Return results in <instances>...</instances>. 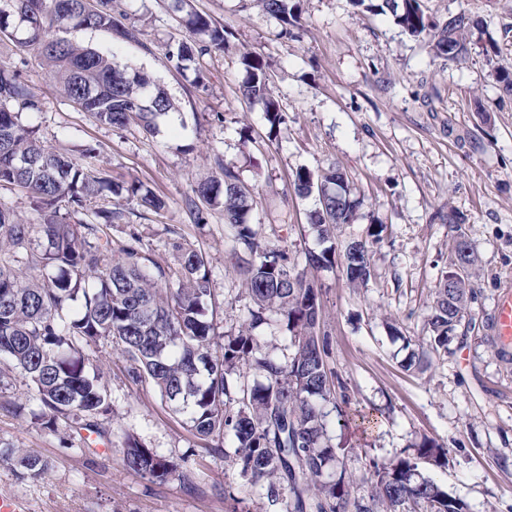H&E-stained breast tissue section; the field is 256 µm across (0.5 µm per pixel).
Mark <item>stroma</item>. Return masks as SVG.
<instances>
[{"label": "stroma", "instance_id": "stroma-1", "mask_svg": "<svg viewBox=\"0 0 512 512\" xmlns=\"http://www.w3.org/2000/svg\"><path fill=\"white\" fill-rule=\"evenodd\" d=\"M297 2L300 23L287 38L259 0H190L194 11L268 63L285 114L274 131L261 106L242 96L234 53L205 57L200 86L194 71L169 62L170 44L189 36L171 0H121L126 25L140 32L132 42L100 29L50 32L148 73L176 104L158 118L155 133L99 123L15 40L0 39V65L40 100V111L20 110L18 121L45 146L106 171L113 182L139 181L165 202L155 212L107 192L67 222L93 224L97 209H122L127 217L112 226L113 243L137 239L151 269L168 274L179 270L181 248L201 252L217 337L248 330L260 353L288 351L279 313L250 324L252 302L223 209L207 208L198 222L186 208L194 187L216 176L215 157L253 189L249 220L271 246L300 256L328 244L340 252L364 238L368 225H384L382 241L370 248L365 286L349 285L337 265L307 272L322 287L330 370L346 385L353 409L378 411L376 424L342 428L332 420L329 433L348 448L353 470L364 455L389 461L435 441L447 448L448 464L420 462L424 476L471 512H512V360L496 355L482 328L502 283L512 280V99L500 100L493 79L496 68L512 69V0H424L438 22L462 11L478 19L470 55L460 63L434 57L426 38L402 32L389 15L357 11L350 0ZM493 43L499 52L490 57L485 49ZM479 102L488 116L476 112ZM332 165L347 174L359 204L356 220L326 243L310 226L314 200L299 198L293 179L297 171ZM452 213L477 257V298L469 310L477 328L421 370L409 358L430 334L426 307L448 269ZM89 354L112 395L108 439L66 420L47 428L0 408V443L49 463L35 480L0 466V494L23 500L27 512H226L230 487L247 512H287L190 434L153 387L126 377L119 347L104 342ZM130 436L172 462L165 480L126 468Z\"/></svg>", "mask_w": 512, "mask_h": 512}]
</instances>
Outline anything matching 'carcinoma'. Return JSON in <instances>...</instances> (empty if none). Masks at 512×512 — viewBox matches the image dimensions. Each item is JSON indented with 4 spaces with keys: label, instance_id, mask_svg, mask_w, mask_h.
<instances>
[{
    "label": "carcinoma",
    "instance_id": "1",
    "mask_svg": "<svg viewBox=\"0 0 512 512\" xmlns=\"http://www.w3.org/2000/svg\"><path fill=\"white\" fill-rule=\"evenodd\" d=\"M188 2L175 0V8L186 11L191 35L170 49L178 70L230 46L231 33L208 16L185 10ZM261 2L265 14L289 24V0ZM372 8L391 15L412 36L428 35L438 58L457 62L469 55L474 20L464 11L441 24L428 15L423 0H381ZM15 18L24 25V43L36 47L67 97L97 121L118 127L133 123L150 134L156 119L174 110L172 99L144 72L122 68L95 49L46 38L50 28L73 26L137 40L138 32L114 16L112 0H95L92 8L86 0H0L1 34L17 30ZM241 63L242 95L262 105L270 129L279 128L284 113L270 88L267 63L251 52L242 55ZM10 101L31 111L41 109L1 65L0 185L28 194L44 213L40 228L46 247L28 260L36 277L32 282H21L7 260L0 259V359H7L23 376L44 424L72 417L102 434L99 420L112 414L111 393L87 350L106 341L121 346L132 381L152 385L169 411L184 418L190 433L214 443L213 454L225 455L224 440L230 439L232 464L250 483L263 485L268 500L278 501L281 486L288 485V512H470L463 499L419 471L421 460L447 464L448 449L436 442L425 439L415 453L390 462L369 456L356 477L347 472L345 449L327 435L325 405H331L340 426H347L352 414L345 396H337L342 384L334 383L327 369V337L317 333L321 289L305 269L338 262L348 283L366 284L371 276L369 241L381 239L383 225H369L367 239L349 243L341 261L331 246L319 253L309 251L301 261L286 250L271 248L247 223L252 194L232 166L218 163L222 179L197 184L188 200L194 218L203 215L198 202H220L224 223L234 230L239 267L254 305L251 322L263 321L270 310L286 321L291 353L283 359L258 357L256 338L247 333L229 336L222 344L216 341L213 323L205 319L204 302L211 288L202 254L182 251L177 287L160 288L137 246H126L116 259L112 240L99 236L98 225L58 219L61 206L82 209L106 190L117 196L125 192L128 199L154 211L163 209L164 202L139 183L114 187L104 173L44 148L35 132L20 126L4 107ZM321 186L330 196L317 201L311 226L328 241L337 226L352 223L357 201L347 175L334 166L317 174L299 171L293 181L301 198ZM456 222L455 213L448 212L455 233L448 265L466 262V275L454 288L442 280L435 286L428 309L432 336L427 348L433 353L448 351L476 295L475 259ZM33 229L0 208V243L22 245ZM247 369L262 374L265 383L240 386ZM123 461L128 469L155 480L172 472L167 460L135 439L128 440ZM13 462L23 480L40 477L48 468L38 456L1 447L0 464ZM357 481L369 486L367 496L354 495Z\"/></svg>",
    "mask_w": 512,
    "mask_h": 512
}]
</instances>
